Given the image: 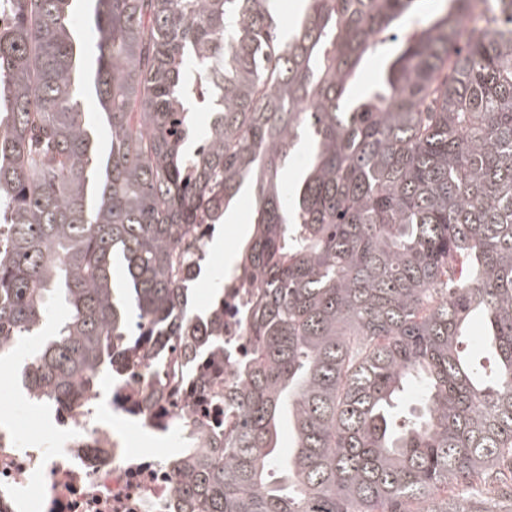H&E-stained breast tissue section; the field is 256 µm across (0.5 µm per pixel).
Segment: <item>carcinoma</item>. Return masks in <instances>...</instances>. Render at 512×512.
Here are the masks:
<instances>
[{"instance_id": "carcinoma-1", "label": "carcinoma", "mask_w": 512, "mask_h": 512, "mask_svg": "<svg viewBox=\"0 0 512 512\" xmlns=\"http://www.w3.org/2000/svg\"><path fill=\"white\" fill-rule=\"evenodd\" d=\"M94 2L104 157L73 0H0V355L66 311L23 387L60 403L189 335L179 245L248 190L253 349L230 426L178 456L179 512H512L481 495L512 489V0L474 20L475 0L426 20L419 0H303L289 26L273 0ZM477 325L489 369L462 349ZM411 384L419 415L398 427ZM385 63V56L378 53L368 57L360 66L357 74L356 91L364 92L376 85Z\"/></svg>"}]
</instances>
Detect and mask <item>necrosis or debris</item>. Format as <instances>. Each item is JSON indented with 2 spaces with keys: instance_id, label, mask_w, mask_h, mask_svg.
Returning <instances> with one entry per match:
<instances>
[{
  "instance_id": "4bbe7bcc",
  "label": "necrosis or debris",
  "mask_w": 512,
  "mask_h": 512,
  "mask_svg": "<svg viewBox=\"0 0 512 512\" xmlns=\"http://www.w3.org/2000/svg\"><path fill=\"white\" fill-rule=\"evenodd\" d=\"M256 291L249 277L225 280L220 318L201 323L196 341L139 347L77 400L27 395L30 434L0 422V512H175L171 450L223 427L224 392L250 348L242 311ZM133 425L162 444L132 449Z\"/></svg>"
}]
</instances>
